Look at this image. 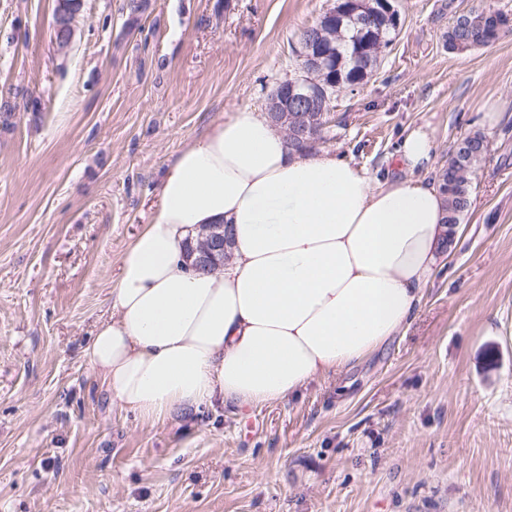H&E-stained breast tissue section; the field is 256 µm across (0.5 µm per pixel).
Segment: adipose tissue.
I'll list each match as a JSON object with an SVG mask.
<instances>
[{
  "label": "adipose tissue",
  "instance_id": "1",
  "mask_svg": "<svg viewBox=\"0 0 512 512\" xmlns=\"http://www.w3.org/2000/svg\"><path fill=\"white\" fill-rule=\"evenodd\" d=\"M434 148L411 131L406 177L376 186L329 152L293 150L251 108L225 113L176 156L120 258L86 351L113 399L150 421L278 403L403 333L457 240L425 176ZM206 224L232 239L216 273L186 258Z\"/></svg>",
  "mask_w": 512,
  "mask_h": 512
}]
</instances>
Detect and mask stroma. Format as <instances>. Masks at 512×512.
<instances>
[{"label": "stroma", "instance_id": "1", "mask_svg": "<svg viewBox=\"0 0 512 512\" xmlns=\"http://www.w3.org/2000/svg\"><path fill=\"white\" fill-rule=\"evenodd\" d=\"M334 0H0V512H512V34H442L512 0H395L378 66L334 97L325 150L374 183L431 177L479 131L461 233L405 335L289 400L140 419L84 352L162 175L226 112L264 111ZM496 112V126L485 122ZM75 16L76 12L72 13L64 2H60L53 22L57 34L56 46L60 51L66 50L70 45ZM500 13L507 14L499 9L498 12L490 9L484 12L483 18L505 32H497L493 27L481 23H472L471 27L461 24L454 27L448 26V31L444 34L446 45L450 50L465 52L494 44L506 33V30L511 28V17L505 18Z\"/></svg>", "mask_w": 512, "mask_h": 512}]
</instances>
